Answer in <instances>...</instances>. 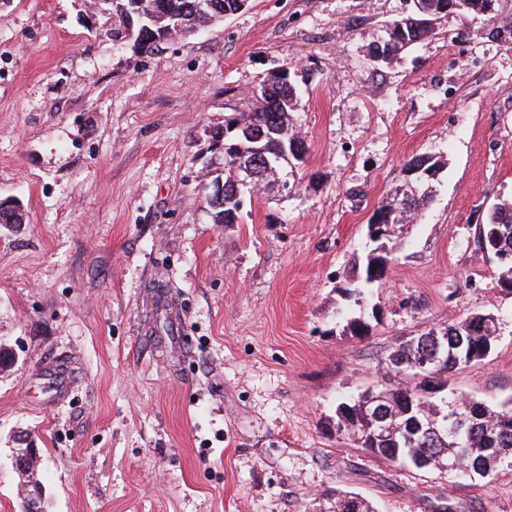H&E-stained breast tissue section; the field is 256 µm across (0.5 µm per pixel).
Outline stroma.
<instances>
[{
  "mask_svg": "<svg viewBox=\"0 0 512 512\" xmlns=\"http://www.w3.org/2000/svg\"><path fill=\"white\" fill-rule=\"evenodd\" d=\"M412 0H248L143 53L87 0H0V512L37 449L48 512H319L341 489L377 512H512L486 479L372 457L336 405L405 378L403 339L498 319L455 393L512 407V292L479 227L512 201V0L445 15L391 64L367 51ZM287 67L306 153L287 189L212 223L225 116ZM434 196L367 302L345 297L366 226L415 155ZM358 317L366 335L346 328Z\"/></svg>",
  "mask_w": 512,
  "mask_h": 512,
  "instance_id": "obj_1",
  "label": "stroma"
}]
</instances>
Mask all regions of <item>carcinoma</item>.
I'll return each mask as SVG.
<instances>
[{
	"mask_svg": "<svg viewBox=\"0 0 512 512\" xmlns=\"http://www.w3.org/2000/svg\"><path fill=\"white\" fill-rule=\"evenodd\" d=\"M247 0H147L151 15L146 24L136 29L135 39L149 38V34H168L171 38L195 32L197 16L233 14L246 5ZM436 33L426 28L407 38L397 37L393 53L400 56L412 45ZM257 104L247 112H236L225 119L224 129V202L206 201V209L215 224H236L240 220L245 197L252 190L237 186L236 161L243 156L261 161L253 190L267 188L282 179L288 170L291 142H304L290 126L289 113L295 110V90L286 77L274 71L262 80L254 92ZM430 179L424 178L410 205L401 203L392 194L379 209L397 210L394 224H411L421 217L430 200ZM507 230L506 246L512 249V202H502L492 209L486 222L480 226V239L496 229ZM397 242L388 238L369 242L363 267L372 262H393ZM377 280L367 278L366 271L344 289L355 304L363 301L368 288ZM467 318L457 324L432 328L413 336L399 345L390 358L403 361L402 371L408 377L406 385L397 389L367 391L356 398L341 401L336 406L337 430L353 437L361 448L374 443L373 455L394 462L408 463L417 469L433 467L459 458L463 468L459 473L468 476H488L496 464L506 456L512 457V408L494 410L484 403L455 394L423 397L416 393L414 378L418 366L428 356L433 341H447L448 361L439 369V377L447 381L448 374L475 361L484 359L490 349L485 340L496 335V323L486 321L483 332L473 337V349L461 356L453 354L457 333L470 327ZM352 492H336L338 512H374L365 498L354 500Z\"/></svg>",
	"mask_w": 512,
	"mask_h": 512,
	"instance_id": "carcinoma-1",
	"label": "carcinoma"
}]
</instances>
